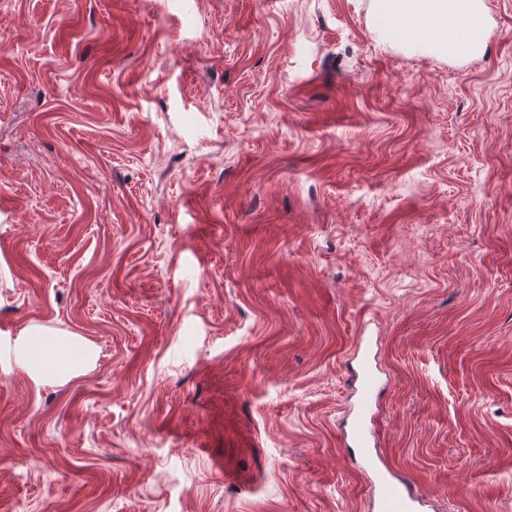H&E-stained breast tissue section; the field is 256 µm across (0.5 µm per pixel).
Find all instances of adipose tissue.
Segmentation results:
<instances>
[{"label":"adipose tissue","mask_w":512,"mask_h":512,"mask_svg":"<svg viewBox=\"0 0 512 512\" xmlns=\"http://www.w3.org/2000/svg\"><path fill=\"white\" fill-rule=\"evenodd\" d=\"M373 8L384 21L381 36L422 25L436 33L434 39L425 42L427 51L451 57L463 50L476 55L484 49V0H374Z\"/></svg>","instance_id":"obj_1"}]
</instances>
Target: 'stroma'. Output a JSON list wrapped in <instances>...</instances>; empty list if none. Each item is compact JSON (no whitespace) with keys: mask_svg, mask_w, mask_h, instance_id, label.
Segmentation results:
<instances>
[{"mask_svg":"<svg viewBox=\"0 0 512 512\" xmlns=\"http://www.w3.org/2000/svg\"><path fill=\"white\" fill-rule=\"evenodd\" d=\"M485 52L371 0H0V512H512V0ZM233 481H226V474ZM23 336H26L23 338L21 342V348L23 351V357L19 360V364L24 367L30 374L33 381L37 384H45V379L43 378L42 372L37 369L35 366L30 364L27 356V352H34L38 346V343L36 341L38 336H48L44 334L43 332L32 329L27 331ZM79 356L77 359L63 364L58 368L57 377L62 381H66L71 376L79 374L86 366L94 360V351L87 345L78 348ZM374 481L378 486V510L383 512H419L422 500L410 483L384 473H375Z\"/></svg>","mask_w":512,"mask_h":512,"instance_id":"35a3bbf8","label":"stroma"}]
</instances>
